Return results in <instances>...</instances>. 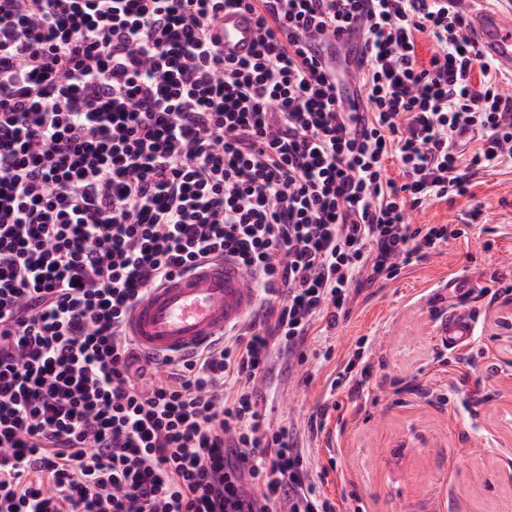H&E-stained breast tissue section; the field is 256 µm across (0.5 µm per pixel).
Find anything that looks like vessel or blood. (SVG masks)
I'll return each instance as SVG.
<instances>
[{
  "mask_svg": "<svg viewBox=\"0 0 512 512\" xmlns=\"http://www.w3.org/2000/svg\"><path fill=\"white\" fill-rule=\"evenodd\" d=\"M469 32L484 57L512 74V0L481 8L469 16ZM256 20L248 11L228 10L215 28L225 58L249 57L256 39ZM255 281L229 259L202 264L150 289L134 308L126 335L146 357H181L205 346L218 334L240 324L253 307ZM477 317L461 304L449 309L438 340L451 350L468 346Z\"/></svg>",
  "mask_w": 512,
  "mask_h": 512,
  "instance_id": "1",
  "label": "vessel or blood"
}]
</instances>
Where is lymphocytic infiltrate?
Segmentation results:
<instances>
[{"label":"lymphocytic infiltrate","instance_id":"obj_1","mask_svg":"<svg viewBox=\"0 0 512 512\" xmlns=\"http://www.w3.org/2000/svg\"><path fill=\"white\" fill-rule=\"evenodd\" d=\"M498 72L443 0H0V512H335L259 385L461 236L407 214L512 166ZM224 257L261 320L141 359L133 308ZM214 33L225 58H247L256 39L255 17L245 10H225L224 18L219 21Z\"/></svg>","mask_w":512,"mask_h":512}]
</instances>
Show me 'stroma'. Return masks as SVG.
Wrapping results in <instances>:
<instances>
[{
	"label": "stroma",
	"mask_w": 512,
	"mask_h": 512,
	"mask_svg": "<svg viewBox=\"0 0 512 512\" xmlns=\"http://www.w3.org/2000/svg\"><path fill=\"white\" fill-rule=\"evenodd\" d=\"M412 218L466 233L362 288L266 395L269 422L297 436L337 512H512V168ZM457 279L477 283L480 322L451 354L437 341L448 307L438 293ZM359 349L372 365L362 388L332 389ZM325 404L330 418L311 432Z\"/></svg>",
	"instance_id": "stroma-1"
}]
</instances>
